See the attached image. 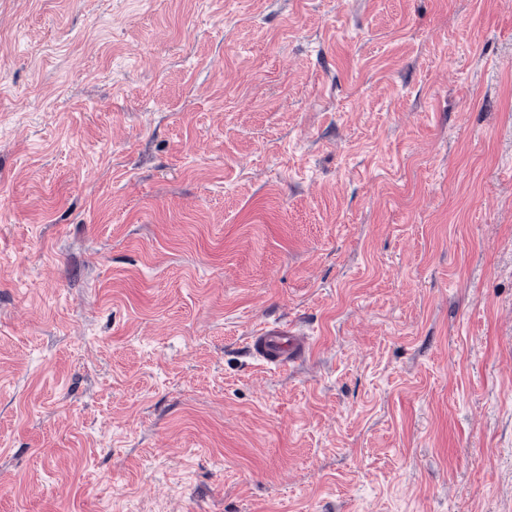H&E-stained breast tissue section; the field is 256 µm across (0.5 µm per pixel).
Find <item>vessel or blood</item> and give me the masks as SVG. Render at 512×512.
I'll use <instances>...</instances> for the list:
<instances>
[{
  "label": "vessel or blood",
  "mask_w": 512,
  "mask_h": 512,
  "mask_svg": "<svg viewBox=\"0 0 512 512\" xmlns=\"http://www.w3.org/2000/svg\"><path fill=\"white\" fill-rule=\"evenodd\" d=\"M310 346L309 333L281 323L265 322L254 329L247 349L255 360L269 367L299 358Z\"/></svg>",
  "instance_id": "b4317fda"
}]
</instances>
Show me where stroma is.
Wrapping results in <instances>:
<instances>
[{"label": "stroma", "instance_id": "obj_1", "mask_svg": "<svg viewBox=\"0 0 512 512\" xmlns=\"http://www.w3.org/2000/svg\"><path fill=\"white\" fill-rule=\"evenodd\" d=\"M0 512H512V0H0ZM310 333L286 324L264 322L251 332L247 349L255 360L268 367H282L299 358L309 347Z\"/></svg>", "mask_w": 512, "mask_h": 512}]
</instances>
